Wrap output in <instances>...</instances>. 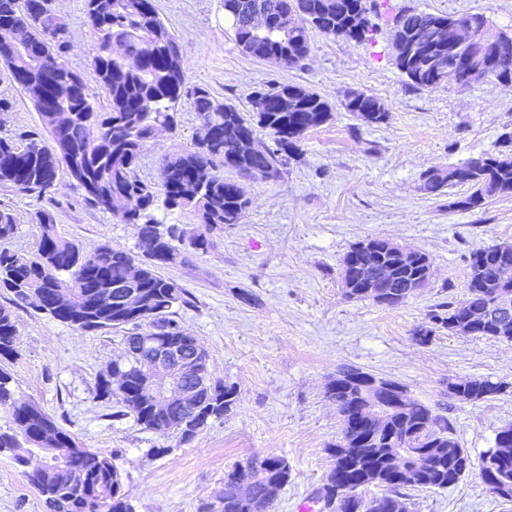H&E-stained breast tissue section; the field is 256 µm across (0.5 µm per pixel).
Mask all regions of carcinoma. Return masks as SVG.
<instances>
[{"label":"carcinoma","instance_id":"carcinoma-1","mask_svg":"<svg viewBox=\"0 0 512 512\" xmlns=\"http://www.w3.org/2000/svg\"><path fill=\"white\" fill-rule=\"evenodd\" d=\"M224 16L231 21L237 47L244 53L280 67H297L308 58L315 36L364 43L378 27L374 19L384 15L392 22V46L418 36L417 47L393 53L394 63L406 83L429 91L443 83L466 85L495 78L512 90V52L488 50L492 63L478 70L468 52L454 41L460 27L489 25L482 13L462 15L424 12L389 14V0H223ZM83 12L96 48L90 59L96 87L71 69L65 53L71 32L52 0H0V32L11 29L24 36L31 54L43 69L55 74L60 94L57 111L39 113L42 132L0 137V185L19 194L51 193L60 170L85 198L125 224H133L142 239H164L160 254L134 255L104 244L91 252L58 234L49 209L35 215L40 238L35 258L24 259L0 247V289L12 295L16 305H32L76 331L123 332L122 342L146 335L161 342L182 334L175 307L189 304L186 290L162 277L158 269L182 265L193 255L214 248L213 236L224 226L241 223L250 199L239 179L270 181L281 177L285 165L302 154L301 143L311 129L326 123L331 105L320 94L301 85H272L251 92L250 118L232 104L197 86L190 93L191 106L204 133L193 147L164 156L159 180L139 175L141 156L162 132L175 130V105L184 96L186 62L176 36L160 18L154 0H83ZM441 20L446 30L433 27ZM104 95L108 107L98 104ZM347 111L366 125L388 118L385 103L365 93H355L344 103ZM267 136L270 146H261ZM504 150L484 153L467 161L429 169L420 176V189L439 196L446 189L467 186L470 194L451 203L463 210L483 208L488 202L512 197V132L502 135ZM232 171L239 179L224 177ZM192 214L199 231L185 239L186 229L164 224L155 215L158 206ZM16 214L0 207V243L14 237ZM467 303L486 315L498 312V291H506L512 305V244L481 246L469 254ZM430 257L365 250L362 242L351 246L341 266L344 297L367 300L359 285L393 269L394 287L388 289L387 307L397 308L415 296L425 278ZM140 275L145 302L136 318L116 316L109 286L131 272ZM465 310L440 302L428 311L427 325L415 332V340L427 343L445 329L466 335ZM478 336L512 342V310L505 320L495 318L474 328ZM17 326L11 310L0 308V412L9 425L0 430V456L25 467V459L41 453L45 471H24L29 484L44 499L50 512H133L121 472L112 458L79 445L75 437L40 405L21 399L12 385L6 364L19 356ZM149 352H133L118 368L128 378L127 389L114 393L97 380L94 398L115 405L114 418L131 417L137 425L161 437L192 441L212 420L226 416L238 398L237 386L213 375L193 361L188 374L198 392L181 427L175 411H154L144 381ZM376 376L355 367L336 372L327 385V397L342 417L339 441L331 446L334 468L317 489L324 512H402L405 488L446 490L478 473L504 486L494 491L512 502V425L501 429L494 446L473 458L454 438L448 417L428 403L414 398L405 386L389 381L404 394L392 411L380 416L364 411V394ZM502 391L499 382L469 379L448 382V395L460 402H476ZM427 449L422 466L404 478L391 468L397 454L411 459V450ZM251 475L249 496L239 494L233 476ZM286 458L268 453L237 463L224 472V488L216 497L224 512H261L269 480L288 484ZM375 486L381 494L367 499L364 491Z\"/></svg>","mask_w":512,"mask_h":512}]
</instances>
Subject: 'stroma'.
<instances>
[{"instance_id": "35a3bbf8", "label": "stroma", "mask_w": 512, "mask_h": 512, "mask_svg": "<svg viewBox=\"0 0 512 512\" xmlns=\"http://www.w3.org/2000/svg\"><path fill=\"white\" fill-rule=\"evenodd\" d=\"M176 35L187 64L186 87L205 86L218 99L252 110L250 93L272 84H299L332 107L330 119L309 130L300 161L274 181L247 184L251 198L242 223L225 226L210 253L162 269L189 294L179 308L183 329L210 356L215 377L235 383L238 400L187 444L116 420L110 403L93 394L97 377L122 349L115 331L83 334L31 306L11 309L20 355L9 370L19 396L39 404L85 447L111 456L123 475L134 512H199L224 485V472L252 455L287 459L291 477L271 512H298L332 469L328 446L341 434L335 404L326 398L338 368L353 366L396 380L433 404L449 381L488 378L503 392L477 402L449 401L455 437L471 454L490 448L512 424V343L441 330L425 345L413 339L426 314L442 301L467 297L472 249L512 242V198L465 211L456 200L467 187L441 196L419 189L422 172L497 151L512 129V91L491 78L430 91L408 87L393 62L389 24L375 42L319 36L306 64L282 68L236 46L222 0H154ZM395 10L435 14L484 13L493 29L512 32V0H391ZM72 33L66 56L86 81L95 40L82 0H55ZM363 92L384 101L388 119L368 126L344 108ZM0 136L40 126L29 98L0 72ZM176 133L162 134L143 153L139 173L157 180L164 154L191 148L199 121L189 100L176 108ZM0 205L14 210L19 229L6 246L19 256L37 250V211L56 214L60 235L91 251L104 243L140 253L137 229L88 203L60 173L52 197L0 186ZM369 237L429 254L433 275L407 304L389 309L343 296L340 264ZM410 512H512L476 478L447 490L411 488ZM0 512H46L22 468L0 457Z\"/></svg>"}]
</instances>
